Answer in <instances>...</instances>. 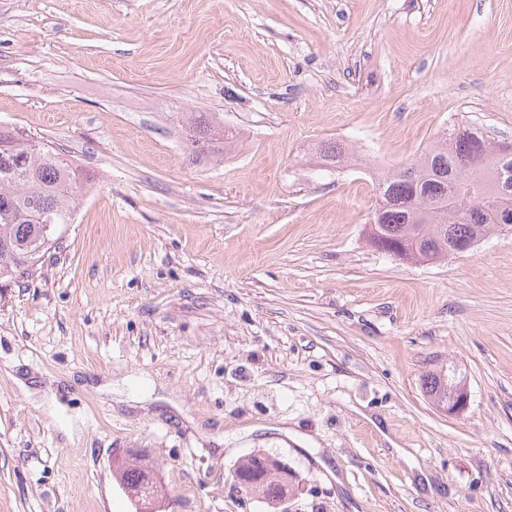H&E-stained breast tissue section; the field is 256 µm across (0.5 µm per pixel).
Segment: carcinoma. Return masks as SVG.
Segmentation results:
<instances>
[{
  "instance_id": "obj_1",
  "label": "carcinoma",
  "mask_w": 512,
  "mask_h": 512,
  "mask_svg": "<svg viewBox=\"0 0 512 512\" xmlns=\"http://www.w3.org/2000/svg\"><path fill=\"white\" fill-rule=\"evenodd\" d=\"M194 135L189 157L197 161L221 154L238 138L225 128L212 132L213 119L206 113L191 114ZM15 135L0 130V283L30 274L33 267L60 239L64 225L73 223L76 203V173L71 162L41 147L21 155L11 148ZM481 155L480 172L488 189L504 183L508 196L489 198L484 213L472 217L473 200L481 188L472 180L471 160ZM380 211L376 243L401 246L418 260H434L454 253L460 242L477 243L496 228H512V157L496 153L484 135L470 127L448 129L441 142L422 154L413 175L405 178L388 173L378 184ZM43 210L52 212L54 223L39 224ZM459 382L455 373L439 370L425 375L423 386L434 403L448 398V386ZM147 472L141 463L120 473L126 489L144 485ZM233 478L243 488L276 500L285 495L288 469L279 461L248 456Z\"/></svg>"
}]
</instances>
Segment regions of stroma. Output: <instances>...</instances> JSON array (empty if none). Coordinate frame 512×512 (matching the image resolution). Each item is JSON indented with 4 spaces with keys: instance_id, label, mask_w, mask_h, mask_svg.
Returning <instances> with one entry per match:
<instances>
[{
    "instance_id": "1",
    "label": "stroma",
    "mask_w": 512,
    "mask_h": 512,
    "mask_svg": "<svg viewBox=\"0 0 512 512\" xmlns=\"http://www.w3.org/2000/svg\"><path fill=\"white\" fill-rule=\"evenodd\" d=\"M193 112L223 159L189 162ZM455 123L512 141V0H0V127L82 173L0 289V512H137L129 448L158 512H512V229L368 241L380 176ZM129 375L142 403L98 393ZM268 454L275 503L233 479ZM459 381L460 378H457L455 373L439 370L425 375L423 386L425 392L438 406L440 401L448 400V404L441 408L445 413L452 416L465 411L470 401V391L466 383L462 382L448 389V386ZM134 458L133 454L129 451H126L125 456L115 457L113 459V466L116 471L123 470L128 463ZM137 462H133L128 465L121 473H120V482L122 486L126 489H138L139 487L144 485V482L147 477V472L145 471L144 465L142 463L134 464Z\"/></svg>"
}]
</instances>
